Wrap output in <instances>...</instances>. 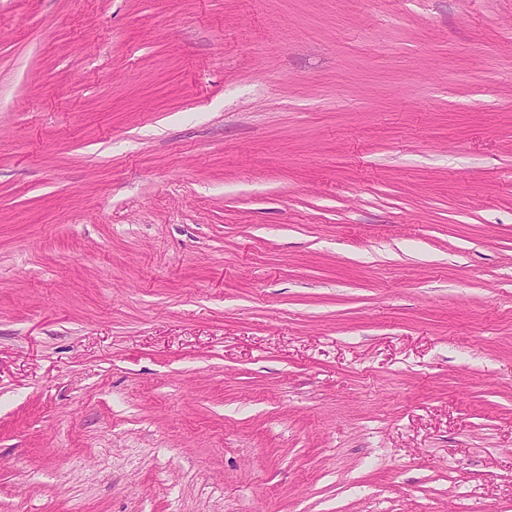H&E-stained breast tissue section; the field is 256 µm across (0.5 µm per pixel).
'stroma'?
<instances>
[{"mask_svg": "<svg viewBox=\"0 0 512 512\" xmlns=\"http://www.w3.org/2000/svg\"><path fill=\"white\" fill-rule=\"evenodd\" d=\"M0 512H512V0H0Z\"/></svg>", "mask_w": 512, "mask_h": 512, "instance_id": "obj_1", "label": "stroma"}]
</instances>
